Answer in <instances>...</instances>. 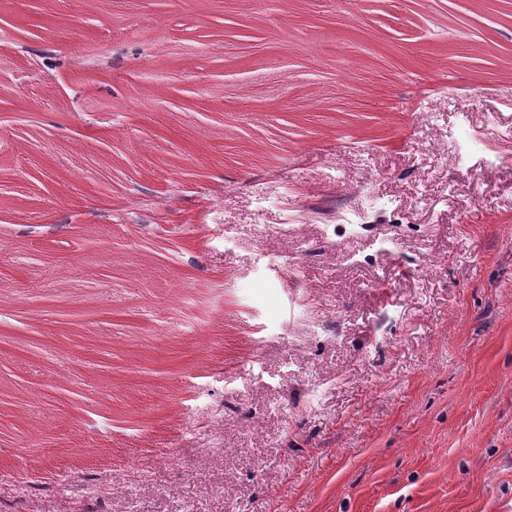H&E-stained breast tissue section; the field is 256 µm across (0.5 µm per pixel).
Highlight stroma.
<instances>
[{
  "label": "stroma",
  "mask_w": 512,
  "mask_h": 512,
  "mask_svg": "<svg viewBox=\"0 0 512 512\" xmlns=\"http://www.w3.org/2000/svg\"><path fill=\"white\" fill-rule=\"evenodd\" d=\"M512 0H0V512H512Z\"/></svg>",
  "instance_id": "1"
}]
</instances>
